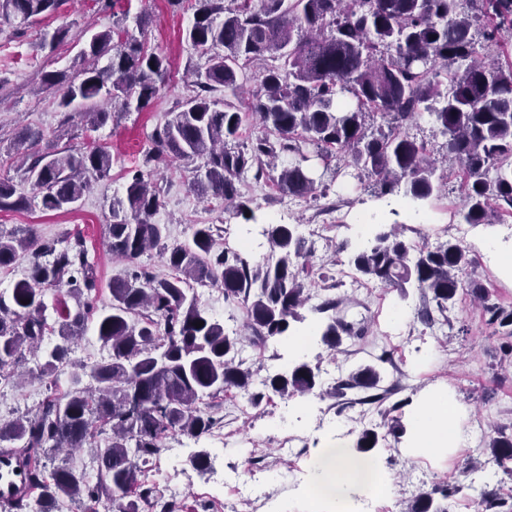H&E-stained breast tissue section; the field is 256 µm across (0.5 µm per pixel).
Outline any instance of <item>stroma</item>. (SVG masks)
<instances>
[{
    "label": "stroma",
    "instance_id": "obj_1",
    "mask_svg": "<svg viewBox=\"0 0 512 512\" xmlns=\"http://www.w3.org/2000/svg\"><path fill=\"white\" fill-rule=\"evenodd\" d=\"M143 12L149 14L150 22L139 38L168 57L169 79L143 111L114 115L95 131L86 130L81 117L66 118L57 105L56 91L42 89L41 78L51 71L75 75V58L86 39L112 28L111 9L102 8L95 0H68L62 12L38 18L23 32L0 24V179L17 181L18 191L30 200L26 209L0 212V229L30 228L43 239L82 231L96 264L98 301L102 304L110 301L112 279L129 270L105 244L112 202L124 197L129 173L141 166L152 146L154 129L190 95L188 74L205 69L208 60L207 54L185 39L193 23L190 8L172 7L168 0H131L124 27L135 29V17ZM61 26L70 30L67 41L52 49L44 47V35ZM28 127L42 132L38 149L43 153L94 145L106 146L111 152L109 175L92 181L77 209L43 210L30 184L18 182L12 143L16 133ZM195 169V163L177 160L154 178L162 201L154 220L165 227V243L190 242L195 225L216 224L224 229V245L236 248L243 235L239 220L229 217L216 202L196 195L191 187ZM322 182L327 187L325 195L307 200L281 193L266 180L249 178L240 186L257 214L299 225L306 240L309 300L299 310L301 319L294 323V333L300 335L310 328L324 331L327 317L316 308L328 298L338 301L337 316L355 325V334L343 335L337 348L318 339L306 356L307 363L319 370L322 396H275L256 406L244 395L235 402L227 397L210 401L205 411L217 419L223 439L210 433L196 440L169 437L149 476L155 495L159 501L180 506L182 512H211L215 499L224 501V512H256L247 491L251 476L256 475L262 479L260 489L270 498L273 512H317L316 503L307 496L308 469L295 467L283 438L303 436L305 451L311 456L325 440L337 437L349 443L356 431L372 428L380 436L373 455L388 488L376 494L357 492V512H407L413 498L447 483L461 488L448 499L449 512H483L482 492L494 489L512 495V475L497 466L489 449L495 430L512 433V338L488 324L481 304L467 290H460L446 318L427 326L419 321L417 312L428 299L416 288H409L403 299L393 288L366 281L353 284L345 272L359 247L353 219L367 213L372 217L371 229L395 226L409 241L435 245L461 239L470 252V278L487 288L490 302L511 308L512 276L506 275L479 243L492 235L511 244L512 222L464 223L459 213L460 191L450 181L433 200V219L426 224L396 221L375 198L372 183L358 182L347 168L325 172ZM194 292L226 333L240 337L238 357L256 378L285 369L287 343L257 339L247 326L242 304L225 300L217 285L198 284ZM397 308L407 311L400 323L392 319ZM55 342V336H45L42 351L26 355L17 368L21 381L0 379L1 423L25 414L46 396L48 380L40 370L42 352ZM364 365L379 370L380 386L387 391L384 400L362 405L357 401L358 391L336 395V387ZM434 391L447 393L456 407L455 420L464 442L430 459L410 452V436L398 438L391 433L390 409L398 407L401 417H408L412 405ZM202 449L210 453V467L199 472L187 459Z\"/></svg>",
    "mask_w": 512,
    "mask_h": 512
}]
</instances>
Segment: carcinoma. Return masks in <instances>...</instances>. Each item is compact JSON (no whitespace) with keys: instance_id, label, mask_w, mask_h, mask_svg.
<instances>
[{"instance_id":"obj_1","label":"carcinoma","mask_w":512,"mask_h":512,"mask_svg":"<svg viewBox=\"0 0 512 512\" xmlns=\"http://www.w3.org/2000/svg\"><path fill=\"white\" fill-rule=\"evenodd\" d=\"M66 0H0V17L16 22L20 31L40 16L59 12ZM194 22L185 39L206 52L221 46L224 53L208 60L196 73L192 94L152 136L153 147L143 168L135 171L125 197L112 202L107 225L112 256L133 264L124 278L110 285L111 302L98 306V279L86 240L77 231L62 241L40 239L32 231L0 233V268L28 258V278L11 294L0 292V372L19 363L26 349L40 348L46 334L59 342L45 351L41 374L51 378L68 358L87 323L95 321L99 340L111 349L109 359L82 366L95 382L81 385L78 374L67 389L52 392L28 414L0 424V447L26 468L28 490L0 505V512H56L59 501H81L86 512L107 496L119 512H141L140 505L158 504L154 487L142 477L165 450L169 436L198 438L217 424L199 403L231 389L257 405L274 394H315L317 374L306 362L260 381L252 390L250 368L236 360L240 339L202 309L189 295L195 283L210 282L224 291V300L242 303L250 326L262 340L286 337L301 320L298 308L309 297L301 259L304 239L295 224H269L263 235L272 255L260 261L216 247L223 228L198 224L192 240L163 247L170 273L159 277L136 265L160 245L164 227L153 221L161 206L159 190L149 176L173 157L202 158L193 180L202 198L224 201L232 218L258 223L251 200L239 185L270 179L292 196L316 197L319 188L309 162L334 158L355 171L358 180L371 178L383 197L403 189L417 208L438 196L437 168L424 141L409 132L413 121L428 114L443 147L464 175L463 208L468 224H493L512 214V59L488 66L476 60L474 29L483 23L486 46L505 47L512 37V0H188ZM108 57L106 65L100 59ZM77 79L47 72L43 85L65 90L58 106L79 99L81 117L90 129L106 124L103 105L118 101L125 112L147 108L165 84L169 61L148 49L123 27L99 31L83 45ZM261 64L260 84L249 102L239 99L247 69ZM234 100L223 108L212 93L218 89ZM259 120L265 134L241 141L244 117ZM378 116L388 131L375 133L367 119ZM37 130L20 136L27 145L21 181L31 184L42 208L70 211L90 186L112 168L107 148L63 150L40 154ZM287 159L271 177L266 160ZM29 200L10 180L0 179V212L26 208ZM250 216H245V213ZM355 270L382 288L412 283L435 302L425 307L423 323L435 322L455 301L470 259L459 241L434 247L380 231L352 257ZM473 297L484 302L488 323L512 326V309L488 303V292L471 281ZM62 304L58 326L47 322L44 297ZM76 310H70L67 299ZM202 322L196 327L195 322ZM351 325L335 317L322 339L331 348ZM381 381L372 365L358 369L337 388L371 390ZM107 434L99 449V477L91 482L70 467L47 469L51 451L82 448ZM378 433L365 428L354 448L367 454L376 448ZM490 448L499 467L512 463V435L492 438ZM407 512H447L433 508L432 494L416 498Z\"/></svg>"}]
</instances>
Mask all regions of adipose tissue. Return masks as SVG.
Wrapping results in <instances>:
<instances>
[{
	"instance_id": "1",
	"label": "adipose tissue",
	"mask_w": 512,
	"mask_h": 512,
	"mask_svg": "<svg viewBox=\"0 0 512 512\" xmlns=\"http://www.w3.org/2000/svg\"><path fill=\"white\" fill-rule=\"evenodd\" d=\"M413 448L428 457L459 446L463 438L442 397L433 396L413 406L410 412ZM378 487V463L371 458L356 457L349 449L324 447L316 454L308 494L331 512H349L354 489Z\"/></svg>"
}]
</instances>
